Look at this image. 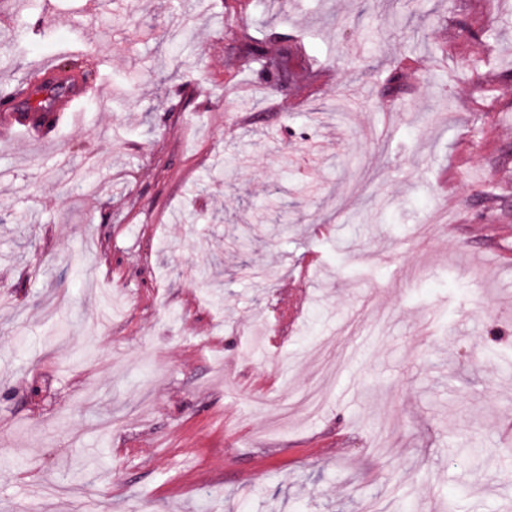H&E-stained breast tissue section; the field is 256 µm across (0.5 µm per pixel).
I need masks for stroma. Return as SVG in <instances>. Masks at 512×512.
Segmentation results:
<instances>
[{"mask_svg":"<svg viewBox=\"0 0 512 512\" xmlns=\"http://www.w3.org/2000/svg\"><path fill=\"white\" fill-rule=\"evenodd\" d=\"M1 14L0 512H512V0ZM273 56L279 60L276 67L270 66ZM291 51L283 48L276 54L266 52L262 42L252 36H245L235 40L227 47L225 62L228 66H234L241 61L255 63L278 85L288 84L292 77L290 68ZM37 71L46 80L45 85L48 88L62 87L66 99L62 107H59L54 99L48 108L30 112H64L71 109L83 97L85 92L84 85L73 75L62 72L54 62L40 64Z\"/></svg>","mask_w":512,"mask_h":512,"instance_id":"35a3bbf8","label":"stroma"}]
</instances>
